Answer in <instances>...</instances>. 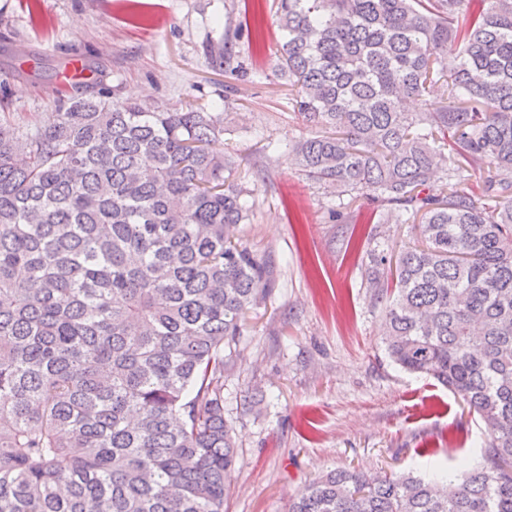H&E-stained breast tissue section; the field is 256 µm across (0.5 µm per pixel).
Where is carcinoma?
<instances>
[{
	"label": "carcinoma",
	"instance_id": "1",
	"mask_svg": "<svg viewBox=\"0 0 512 512\" xmlns=\"http://www.w3.org/2000/svg\"><path fill=\"white\" fill-rule=\"evenodd\" d=\"M276 6L280 75L319 128L288 144L300 171L415 221L419 245L367 269L387 353L490 435L451 492L338 470L288 512H512V0ZM205 56L234 70L230 33ZM436 85L431 111L407 108ZM223 135L222 112L101 82L0 121V512H226L224 367L275 270L234 241L253 191Z\"/></svg>",
	"mask_w": 512,
	"mask_h": 512
}]
</instances>
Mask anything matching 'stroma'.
<instances>
[{
	"instance_id": "35a3bbf8",
	"label": "stroma",
	"mask_w": 512,
	"mask_h": 512,
	"mask_svg": "<svg viewBox=\"0 0 512 512\" xmlns=\"http://www.w3.org/2000/svg\"><path fill=\"white\" fill-rule=\"evenodd\" d=\"M273 0H0V96L13 121L47 120L83 76L171 111L193 100L224 115L225 154L254 188L235 231L276 283L250 310L224 372V417L238 458L228 512H288L336 470L431 477L482 462L489 437L446 387L386 356L383 305L366 281L371 250L414 247L408 224H383L366 198L308 181L288 144L315 135L277 77ZM237 29L240 73L213 69L205 43ZM343 206L345 219L329 216Z\"/></svg>"
}]
</instances>
